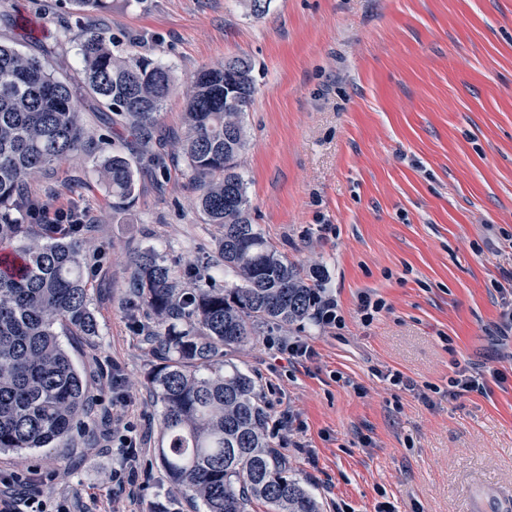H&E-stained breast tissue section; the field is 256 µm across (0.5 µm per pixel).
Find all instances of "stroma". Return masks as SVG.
Here are the masks:
<instances>
[{"instance_id":"35a3bbf8","label":"stroma","mask_w":512,"mask_h":512,"mask_svg":"<svg viewBox=\"0 0 512 512\" xmlns=\"http://www.w3.org/2000/svg\"><path fill=\"white\" fill-rule=\"evenodd\" d=\"M108 28L121 50L168 66L175 85L161 127L183 135L193 75L252 60L249 145L239 160L256 228L290 261L319 265L342 328L313 320L231 353L272 417L293 407L298 436L272 438L323 512H470L475 486L512 489V331L500 325L512 271V0H0V43L82 82L75 35ZM85 154L51 167L30 190L79 208L93 224L87 277L98 333L65 338L101 395L89 433L60 448L0 453V473L51 476L48 505L65 512H193L157 461L161 406L147 376L157 358L130 319V262L153 248L176 268L215 256L216 225L197 206L183 162L142 167L134 202L112 206L96 169L113 148H140L83 100ZM385 309L363 322V296ZM315 349L276 362L279 342ZM487 389L448 396L458 368ZM506 372V384L492 378ZM398 373L402 385H392ZM123 396L140 450L133 485L118 486L120 441L106 438Z\"/></svg>"}]
</instances>
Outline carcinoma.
<instances>
[{
  "label": "carcinoma",
  "instance_id": "obj_1",
  "mask_svg": "<svg viewBox=\"0 0 512 512\" xmlns=\"http://www.w3.org/2000/svg\"><path fill=\"white\" fill-rule=\"evenodd\" d=\"M86 92L112 112L144 148L146 166L167 172L154 149L159 117L173 89L170 70L136 52L114 50L112 34L85 26L76 34ZM256 92L252 61L231 58L192 78L186 132L174 154L191 172L207 223L220 230L224 275L182 271L148 250L132 260L142 335L162 351L148 376L161 404L157 457L174 489L205 512H320L288 476L269 434L257 381L225 359L255 326L272 329L313 317L323 271L283 256L252 224L237 158L248 147L243 118ZM81 97L45 61L0 43V244L18 264L0 269V451L57 448L89 429L99 402L62 345V336H94L97 323L85 279L88 225L29 234L18 215L37 203L30 183L87 151ZM134 162L114 149L98 165L112 207L134 199Z\"/></svg>",
  "mask_w": 512,
  "mask_h": 512
}]
</instances>
